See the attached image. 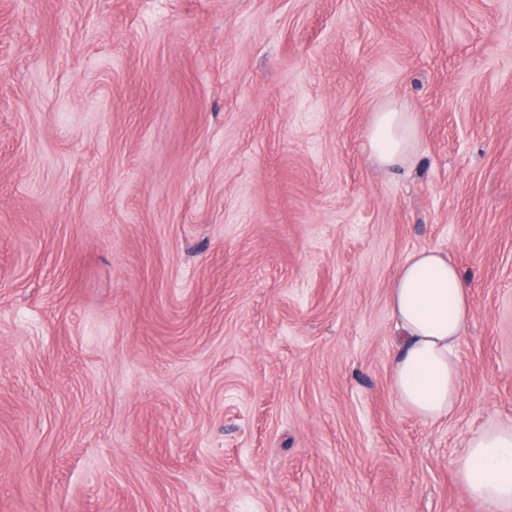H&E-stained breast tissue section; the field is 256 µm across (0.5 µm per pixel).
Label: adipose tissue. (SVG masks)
I'll use <instances>...</instances> for the list:
<instances>
[{"instance_id":"adipose-tissue-1","label":"adipose tissue","mask_w":512,"mask_h":512,"mask_svg":"<svg viewBox=\"0 0 512 512\" xmlns=\"http://www.w3.org/2000/svg\"><path fill=\"white\" fill-rule=\"evenodd\" d=\"M367 140L379 165L401 164L419 144L413 114L394 106L375 113ZM389 302L397 330L395 394L424 422L445 419L458 399L456 349L472 316L461 272L444 252L417 251L402 264ZM457 476L471 498L493 512H512V428L471 435L457 461Z\"/></svg>"}]
</instances>
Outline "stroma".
Here are the masks:
<instances>
[{
	"label": "stroma",
	"mask_w": 512,
	"mask_h": 512,
	"mask_svg": "<svg viewBox=\"0 0 512 512\" xmlns=\"http://www.w3.org/2000/svg\"><path fill=\"white\" fill-rule=\"evenodd\" d=\"M421 249L473 309L433 425L392 386ZM492 426L512 0H0V512H491ZM367 140L370 155L380 166L402 164L419 144V131L413 114L395 106L376 112ZM457 476L471 498L494 512H511L512 428H488L471 435L457 461Z\"/></svg>",
	"instance_id": "1"
}]
</instances>
